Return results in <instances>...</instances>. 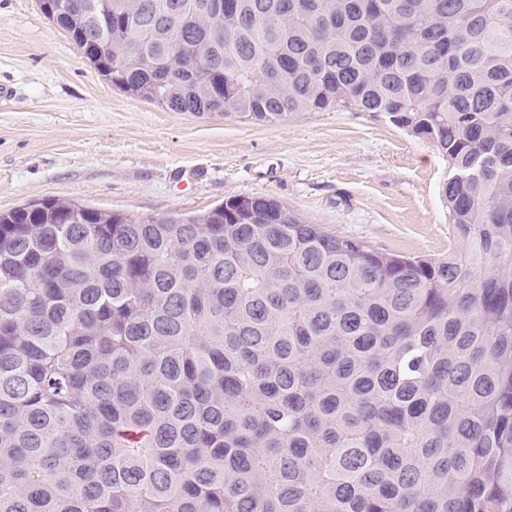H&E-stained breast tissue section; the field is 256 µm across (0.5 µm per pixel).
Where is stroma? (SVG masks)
I'll return each instance as SVG.
<instances>
[{
	"instance_id": "35a3bbf8",
	"label": "stroma",
	"mask_w": 512,
	"mask_h": 512,
	"mask_svg": "<svg viewBox=\"0 0 512 512\" xmlns=\"http://www.w3.org/2000/svg\"><path fill=\"white\" fill-rule=\"evenodd\" d=\"M0 212L67 199L131 219L264 195L303 222L407 256L456 241L435 147L369 112L276 124L173 112L112 86L39 0H0Z\"/></svg>"
}]
</instances>
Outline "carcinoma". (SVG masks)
<instances>
[{
  "instance_id": "carcinoma-1",
  "label": "carcinoma",
  "mask_w": 512,
  "mask_h": 512,
  "mask_svg": "<svg viewBox=\"0 0 512 512\" xmlns=\"http://www.w3.org/2000/svg\"><path fill=\"white\" fill-rule=\"evenodd\" d=\"M40 0L112 84L376 112L448 162L405 257L266 196L0 213V512H512V0Z\"/></svg>"
}]
</instances>
